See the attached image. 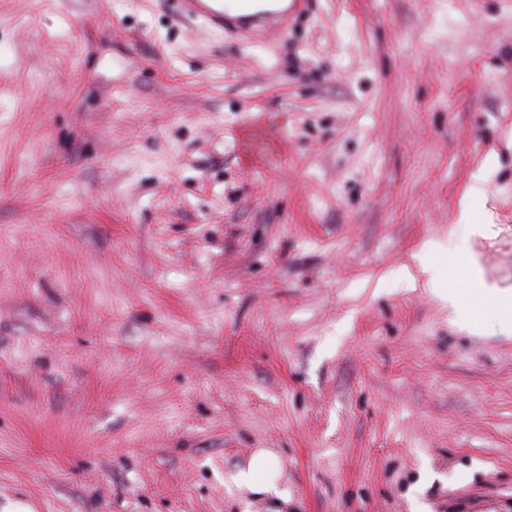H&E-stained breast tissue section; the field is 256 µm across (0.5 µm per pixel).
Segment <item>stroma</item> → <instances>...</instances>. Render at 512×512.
<instances>
[{
    "mask_svg": "<svg viewBox=\"0 0 512 512\" xmlns=\"http://www.w3.org/2000/svg\"><path fill=\"white\" fill-rule=\"evenodd\" d=\"M506 289L512 0H0V512H512ZM268 2L259 6L257 2ZM310 0H181L183 12L208 24L261 39L304 14ZM240 489L256 495H265L276 500L288 498L287 490L281 489L277 481L275 455L267 449H259L246 467L231 476Z\"/></svg>",
    "mask_w": 512,
    "mask_h": 512,
    "instance_id": "1",
    "label": "stroma"
}]
</instances>
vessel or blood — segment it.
I'll return each mask as SVG.
<instances>
[{
	"label": "vessel or blood",
	"instance_id": "obj_1",
	"mask_svg": "<svg viewBox=\"0 0 512 512\" xmlns=\"http://www.w3.org/2000/svg\"><path fill=\"white\" fill-rule=\"evenodd\" d=\"M310 0H180L183 12L223 30L260 39L304 14Z\"/></svg>",
	"mask_w": 512,
	"mask_h": 512
}]
</instances>
